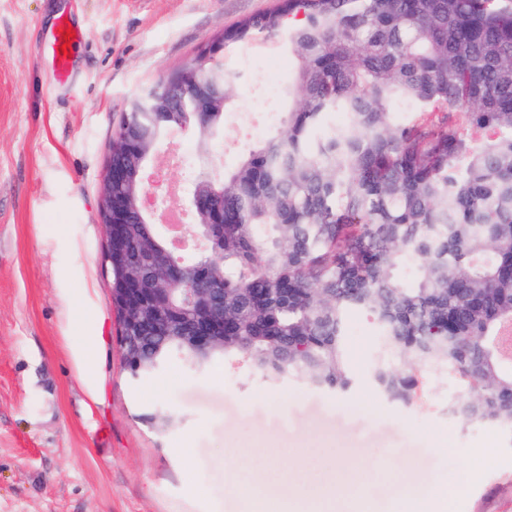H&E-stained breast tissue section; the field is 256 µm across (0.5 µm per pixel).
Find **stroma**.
Listing matches in <instances>:
<instances>
[{"label":"stroma","mask_w":512,"mask_h":512,"mask_svg":"<svg viewBox=\"0 0 512 512\" xmlns=\"http://www.w3.org/2000/svg\"><path fill=\"white\" fill-rule=\"evenodd\" d=\"M274 4L0 0V512H243L234 484L273 468L290 473L283 497L298 512H396L408 484L447 487L445 512H512V442L449 418L458 390L444 374L422 403L386 401L371 379L384 347L366 315L346 321L344 392L222 361L200 372L174 358L129 377L99 218L114 133L131 96ZM63 10L85 32L71 84L38 57ZM287 53L261 41L225 51L244 79L214 148L218 170L278 128L283 105L260 76ZM157 164L183 189L197 168L193 135L164 133ZM88 336L95 402L74 358ZM155 411L171 414L169 429L144 422ZM338 462L350 472L340 481Z\"/></svg>","instance_id":"obj_1"}]
</instances>
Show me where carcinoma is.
Listing matches in <instances>:
<instances>
[{
    "label": "carcinoma",
    "instance_id": "1",
    "mask_svg": "<svg viewBox=\"0 0 512 512\" xmlns=\"http://www.w3.org/2000/svg\"><path fill=\"white\" fill-rule=\"evenodd\" d=\"M288 43L296 61L277 132L220 178L191 192L224 191L222 259L179 260L150 223L112 225V307L128 326L124 289L179 282L224 289V328L204 351L183 333L145 322L130 363L137 376L178 357L204 370L217 358L336 391L352 382L341 338L364 311L385 349L378 390L407 406L432 372L459 385L450 411L464 424L512 434V361L494 346L512 325V0H278L227 28L216 48L245 40ZM224 71V101L207 124L188 95L174 119L142 108L118 133L156 147L185 125L211 157L239 71ZM416 109L411 119L400 108ZM338 124L328 122L333 113ZM140 165L112 185L134 210ZM413 269L412 279L400 277Z\"/></svg>",
    "mask_w": 512,
    "mask_h": 512
}]
</instances>
